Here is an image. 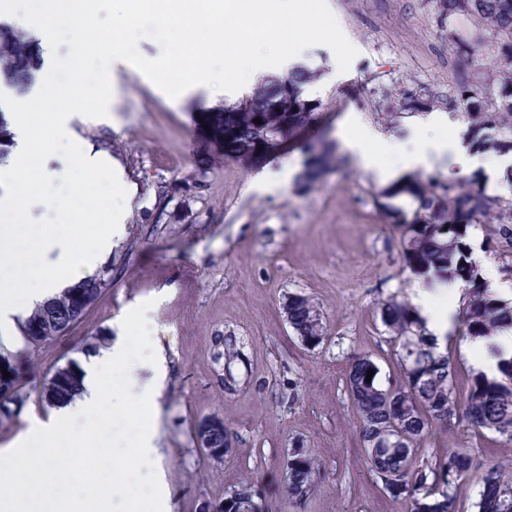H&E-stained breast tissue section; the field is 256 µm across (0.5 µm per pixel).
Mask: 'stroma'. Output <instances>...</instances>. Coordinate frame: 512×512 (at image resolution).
<instances>
[{"mask_svg": "<svg viewBox=\"0 0 512 512\" xmlns=\"http://www.w3.org/2000/svg\"><path fill=\"white\" fill-rule=\"evenodd\" d=\"M320 34L291 56L252 42L245 62L264 77H284L287 59L312 74L304 90L321 104L325 142L340 145L351 130L393 136L404 151L424 140L453 139L468 128L463 109L446 101L460 86L496 96L497 64L486 48L495 34L459 18L464 39L478 46L466 58L437 22L434 0H314ZM147 32L111 73L110 119L82 124L97 111L99 92L71 105L78 132L122 166L135 192L127 232L104 261L112 278L81 322L41 345L39 368L25 375L26 400L0 447L24 434L32 418L52 409L40 392L51 372L81 359L88 341L116 337L130 323L132 361L163 347L166 378L157 424L160 457L143 462L130 452L128 468L148 480L164 475L171 512H200L223 501L244 479L266 492V512H408L371 472L350 400L346 370L370 356L381 387L400 385L401 349L380 319L390 298L409 302L417 278L405 267L400 233L377 211L384 185L347 157L335 171L306 185L300 148L269 159L262 169L226 159L200 166L192 115L241 101L253 87L232 74L230 54L205 57L187 73L194 92L164 93L148 66L174 57L180 43L155 14ZM423 97L418 110L401 109ZM438 123L424 124L429 114ZM304 296L318 307L325 337L306 345L290 327L285 305ZM223 419L233 450L217 460L198 447L197 424ZM303 447L317 462L315 486L302 500L288 497L286 459ZM470 449L485 465L512 460V445L462 423L434 427L417 452L432 460L449 447Z\"/></svg>", "mask_w": 512, "mask_h": 512, "instance_id": "obj_1", "label": "stroma"}]
</instances>
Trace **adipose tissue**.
<instances>
[{"label": "adipose tissue", "instance_id": "obj_1", "mask_svg": "<svg viewBox=\"0 0 512 512\" xmlns=\"http://www.w3.org/2000/svg\"><path fill=\"white\" fill-rule=\"evenodd\" d=\"M18 0H0V20L26 26L45 54L47 71L38 75L30 94L14 97L6 118L15 144L0 162V345L12 346L17 324L36 307L62 289L71 287L91 274L99 258L108 253L125 232L127 210L113 206L111 196L127 197L129 186L121 168L108 157L92 151L73 129V116L67 105L89 88L103 87L114 61L123 57L122 39L127 19L112 27L98 26L90 18V0H46L43 8L17 12ZM274 0H217L214 7L201 8L199 0H164L163 19L179 30L191 48L208 45L223 51L240 40L246 30L263 28L269 43L283 47L316 34L317 27L305 6H297L288 19L273 20ZM69 33L68 61L84 57L96 59L91 70H76L64 84L50 86L48 72L58 67L52 54L57 26ZM52 88L59 106L53 118H46L35 102L45 88ZM67 143L77 174L69 180V193L56 199L55 207L64 216L61 240L35 248L20 238L27 222L32 197L52 182L53 175L41 165L52 146ZM344 148L363 168L376 172L383 182L418 167L429 166L433 158H447L468 175L474 164L461 138L444 144H426L400 165L378 166L379 156L401 150L392 138L347 139ZM460 282H437L418 287L414 303L427 320L437 339L454 329L456 306L445 305V298L461 295ZM465 347L474 355V367L488 377H499L500 361L512 358V329L489 338L466 339ZM166 358L155 349L149 364L151 380L140 383L138 369L127 360L124 337L98 349L81 365V394L72 403L53 411L47 422L33 426L9 446L0 448V512H34L35 501L49 504L48 512H112V503L125 499L131 480L118 466L104 476H92V493L68 497L58 494L63 482L59 451L78 444L85 457L97 450V434L112 410L106 401L108 375L121 374L128 383L123 394L128 423L140 442L138 454L148 459L158 454V430L153 420L159 415V397L165 378Z\"/></svg>", "mask_w": 512, "mask_h": 512}]
</instances>
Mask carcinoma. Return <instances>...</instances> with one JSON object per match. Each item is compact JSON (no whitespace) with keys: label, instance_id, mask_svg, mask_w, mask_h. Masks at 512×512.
Here are the masks:
<instances>
[{"label":"carcinoma","instance_id":"obj_1","mask_svg":"<svg viewBox=\"0 0 512 512\" xmlns=\"http://www.w3.org/2000/svg\"><path fill=\"white\" fill-rule=\"evenodd\" d=\"M468 0H436L438 21L448 26V40L463 56L473 47L455 37V20L472 16ZM477 22L494 32L499 42L493 55L498 67L497 106L488 109L483 94L465 89L460 98H448V107L467 104L470 147L486 154L512 151V0H479ZM42 66L41 49L26 32L0 22V85L20 93L35 82ZM311 73L299 68L281 79L259 85L239 103L197 114L206 117L212 135L197 138L198 162L214 159L241 160L259 145L270 147V155H281L280 143L318 127L319 105L302 97L301 86ZM261 119V123L254 119ZM13 146V133L0 107V161ZM342 162L329 145L306 162L302 179L310 184ZM375 206L386 221L400 231L402 258L415 275H432L451 282H463L464 295L459 312L460 335L486 338L503 328H512V302L494 298L483 282L482 270L470 259L465 242L466 228L483 226L496 240L502 255L512 257V199L491 196L474 178L470 184H446L410 177L374 196ZM106 284L105 275L91 276L62 291L49 303L35 309L22 325L27 329L46 324L43 340L56 336L60 323L81 321L87 313L81 296L97 298ZM288 323L310 346L324 340L325 332L317 306L305 296L288 299ZM380 317L388 333L400 342L404 382L395 389H382L376 379L366 381L367 372L377 370L367 356L355 359L346 372V387L361 421L360 440L372 472L385 490L408 504V512H459V484L472 475L474 458L467 448H450L433 461L416 462V451L433 426L463 420L475 431L489 430L512 444V359L499 364L501 377L490 379L475 374L464 404L454 397L455 370L450 358L437 352V338L431 335L414 307L390 299L380 307ZM16 379L0 378V387L12 388L0 394V425L13 417L12 407L25 401L21 376L34 368L28 355L16 357ZM80 366L71 360L57 367L44 383L41 400L51 407L72 401L79 392ZM394 425L400 435L387 444L377 439L379 430ZM214 458L231 451L232 433L224 426L211 431ZM288 496L303 497L317 478L312 456L304 448L291 450ZM478 512H512V472L501 465L487 466L480 475ZM261 508L256 485L250 480L231 488L224 500L211 506L212 512H253Z\"/></svg>","mask_w":512,"mask_h":512}]
</instances>
